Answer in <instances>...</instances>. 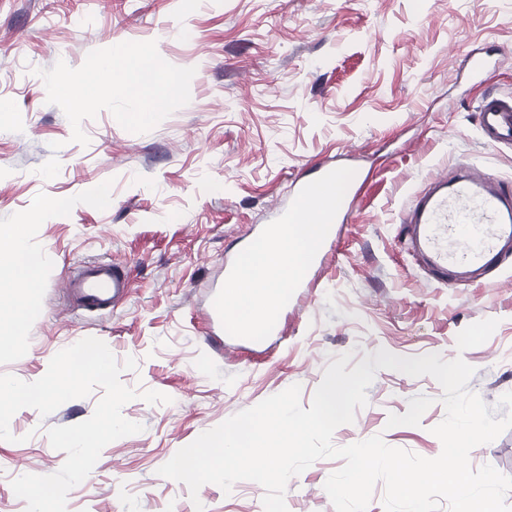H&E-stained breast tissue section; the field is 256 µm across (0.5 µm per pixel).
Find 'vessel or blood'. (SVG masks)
Returning <instances> with one entry per match:
<instances>
[{"label":"vessel or blood","mask_w":512,"mask_h":512,"mask_svg":"<svg viewBox=\"0 0 512 512\" xmlns=\"http://www.w3.org/2000/svg\"><path fill=\"white\" fill-rule=\"evenodd\" d=\"M488 146L512 143V99L488 96L479 107ZM407 251L421 259L440 283L471 286L512 257V186L488 174L469 172L441 179L420 194L403 219ZM129 289L116 266L84 268L68 291L89 310H102Z\"/></svg>","instance_id":"obj_1"}]
</instances>
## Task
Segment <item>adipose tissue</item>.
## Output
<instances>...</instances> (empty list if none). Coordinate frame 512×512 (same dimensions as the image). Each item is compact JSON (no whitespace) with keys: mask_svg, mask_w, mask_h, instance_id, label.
<instances>
[{"mask_svg":"<svg viewBox=\"0 0 512 512\" xmlns=\"http://www.w3.org/2000/svg\"><path fill=\"white\" fill-rule=\"evenodd\" d=\"M122 45L112 47L109 56L101 58L90 72V81L98 86L108 85L115 96L128 99L133 107H140L142 101L148 100L153 105H161L163 101L176 93L177 81L161 67L154 65L152 47L143 46L133 53L135 61H145L150 65V79L134 83L132 77H117L112 70V59L124 54ZM10 239L7 253H0V263H7L8 274L0 275V297L9 296L15 299L14 310H0V358L10 355L14 350L13 337L22 324V317L35 294L36 275L41 266L39 257L30 252L26 245L21 225H0V236Z\"/></svg>","mask_w":512,"mask_h":512,"instance_id":"1","label":"adipose tissue"}]
</instances>
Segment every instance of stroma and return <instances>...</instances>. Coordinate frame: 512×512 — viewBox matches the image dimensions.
Masks as SVG:
<instances>
[{
	"label": "stroma",
	"instance_id": "1",
	"mask_svg": "<svg viewBox=\"0 0 512 512\" xmlns=\"http://www.w3.org/2000/svg\"><path fill=\"white\" fill-rule=\"evenodd\" d=\"M154 45L179 85L148 118L100 88L76 106L89 67L113 44ZM492 52L479 81L458 67ZM512 96V0H0V225L23 224L42 259L38 286L0 374L33 382L86 337L107 344L135 399L123 416L140 433L102 450L95 489L72 488L67 512H264V488L203 485L197 495L157 470L201 433L300 385L310 406L326 367L384 349L463 358L468 388L488 405L512 391V260L480 286L429 278L402 248L401 224L432 175L474 164L512 181V143L484 144L483 95ZM363 170L360 207L327 243L279 333L256 346L216 345L207 316L225 261L287 204L298 176L321 163ZM106 186V203L92 202ZM123 267L126 300L75 308L65 289L86 263ZM367 404L339 426L335 446L379 435L425 458L445 417L432 377L377 370ZM102 389L48 416L32 408L0 440V512H26L13 479L50 475L66 455L47 431L91 417ZM341 459L292 477L288 512H334L324 484Z\"/></svg>",
	"mask_w": 512,
	"mask_h": 512
}]
</instances>
